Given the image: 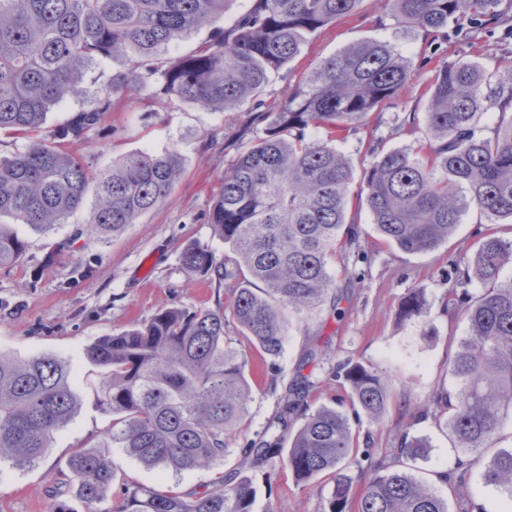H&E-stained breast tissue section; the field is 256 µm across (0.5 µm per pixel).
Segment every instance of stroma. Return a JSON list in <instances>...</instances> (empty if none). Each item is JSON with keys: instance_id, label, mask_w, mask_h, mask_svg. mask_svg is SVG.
Here are the masks:
<instances>
[{"instance_id": "1", "label": "stroma", "mask_w": 512, "mask_h": 512, "mask_svg": "<svg viewBox=\"0 0 512 512\" xmlns=\"http://www.w3.org/2000/svg\"><path fill=\"white\" fill-rule=\"evenodd\" d=\"M251 2L230 0L214 26L203 27L170 46L167 57L206 45L214 29L230 27ZM383 15L380 0H361L352 15L313 34L300 55L271 76L263 95L266 106H276L320 59L367 37L396 44L414 61H421L429 52L428 38L395 28L384 22ZM445 47L444 57L450 61L481 52L496 57L502 68L512 69L511 36L498 33L473 44L452 32ZM430 75V70H423L401 90L392 107L376 115L367 127L336 140L337 149L351 157L356 171H363L374 160L369 144L379 141L390 149L412 142L406 121L410 113L423 112ZM263 128L247 105L223 112L133 93L128 106L113 113L110 127L89 132L71 148L100 168L132 152L177 150L184 171L165 203L142 215L110 244L86 246L70 259L52 257V246L72 226L84 224L86 210L45 232L15 225V233L28 248L18 265L0 269V353L20 358L47 354L69 361L77 373L75 391L80 405L36 465L18 469L9 462L0 463V512H57L63 503L71 512H86L79 500H63L54 494L56 483L68 473L70 456L96 444L108 423L96 405L86 349L100 337L146 323L164 307H212L229 302L227 290L189 275L180 253L186 242L197 240L212 246L217 255L231 258L229 247L212 233L210 212L225 168ZM346 222L354 228L357 241L330 261L338 273V315L325 308L291 317L283 351L273 362L250 345L234 320L226 321L224 342L247 360L251 398L236 439L218 469L177 475L145 467L114 449L123 473L108 499L99 504V512H119L128 485L163 488L176 484L184 491L199 490L217 473L237 471L241 442L265 431L277 412L284 385L299 376L310 381V408L336 406L352 414L348 389L329 376L331 366L349 359L382 371L391 383L385 411L377 419L365 418L356 425L358 446L389 460L400 436L428 438L429 455L414 463L413 472L435 483L439 494H447V486L436 484L435 474L452 467L458 450L438 419L436 394L454 389L449 362L468 334L463 311L448 310L455 281L453 265L470 262L477 241L488 230L512 240V223L491 227L472 212L448 242L430 252L407 254L379 238L368 210L358 200H350ZM413 290L425 294L427 309L421 317L406 321L400 319L399 308ZM317 347L325 353L323 363L303 364L305 351ZM247 475L256 490L252 512H322L324 493L332 486L330 477L324 475L311 483L296 481L278 458L249 469Z\"/></svg>"}]
</instances>
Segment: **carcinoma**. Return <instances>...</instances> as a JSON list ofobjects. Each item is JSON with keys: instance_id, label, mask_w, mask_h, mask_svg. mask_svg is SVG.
I'll use <instances>...</instances> for the list:
<instances>
[{"instance_id": "1", "label": "carcinoma", "mask_w": 512, "mask_h": 512, "mask_svg": "<svg viewBox=\"0 0 512 512\" xmlns=\"http://www.w3.org/2000/svg\"><path fill=\"white\" fill-rule=\"evenodd\" d=\"M230 0H0V131L27 140L0 156V217L11 215L34 230H47L92 196L87 224L54 245L70 256L83 237L106 244L163 204L183 172L175 151L133 152L98 170L66 144L105 125L133 92L155 88L168 99L212 110L264 106L271 75L289 65L309 37L352 14L362 0H253L234 24L204 48L162 60L165 49L224 15ZM393 26L411 33L455 32L475 40L496 28L508 32L512 3L503 0H384ZM100 72L97 94L45 133L47 114L83 93L85 75ZM415 73L410 58L385 40L356 41L321 60L304 81L270 110L263 135L224 170L210 213L214 235L235 258L216 256L197 240L180 262L191 276L225 287L230 304L168 307L146 324L93 342L88 361L101 368L95 388L109 418L97 444L69 461L76 499L87 510L105 501L123 472L110 452L120 448L146 467L179 474L224 459L230 436L250 401L245 362L224 343L226 316L272 360L282 352L290 315L321 309L335 288L329 259L356 240L346 225L354 181L351 158L333 142L342 132L366 127L390 107ZM498 115L481 123L483 115ZM424 128L401 148H371L360 198L378 236L405 253H424L448 241L472 210L489 224L512 220V72L485 54L473 61L444 60L434 67ZM27 244L0 224V268L17 265ZM512 262V241L479 239L475 256L456 269L469 335L450 363L454 392L440 397L451 412L455 447L467 449L446 471L457 512H484L468 491L472 468L512 496V448L483 455L512 410V281H500ZM483 285L474 296L467 286ZM419 291L402 301L404 320L419 317ZM330 376L350 389L368 418H378L390 384L370 366L347 360ZM71 364L57 356L26 359L0 353V461L34 466L51 448L79 406ZM305 376L279 398L277 426H300L288 446L265 431L240 447L241 469L286 455L288 470L309 482L331 474L322 512H448V501L429 484L393 463L353 448L350 419L322 406L309 412ZM426 444L404 435L396 455L416 460ZM357 469L363 493L351 495ZM247 476L219 474L201 491L170 486L137 488L119 512H252Z\"/></svg>"}]
</instances>
